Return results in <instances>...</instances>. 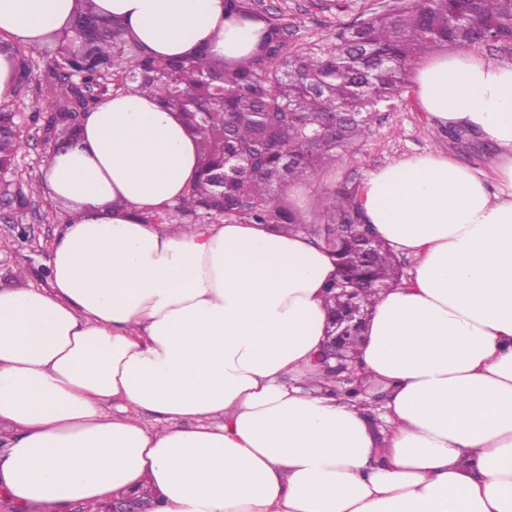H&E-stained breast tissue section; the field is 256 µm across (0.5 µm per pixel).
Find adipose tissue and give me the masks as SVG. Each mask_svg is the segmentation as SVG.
Wrapping results in <instances>:
<instances>
[{"instance_id":"ef3b65f1","label":"adipose tissue","mask_w":512,"mask_h":512,"mask_svg":"<svg viewBox=\"0 0 512 512\" xmlns=\"http://www.w3.org/2000/svg\"><path fill=\"white\" fill-rule=\"evenodd\" d=\"M143 50L247 58L224 0H95ZM74 0H0V35L35 45ZM435 124L496 150L370 170L357 204L403 284L359 344L381 407L312 391L331 256L301 228L143 224L185 195L197 138L135 91L82 120L44 187L68 219L45 288H0V495L68 512L151 487L149 512H512V63L466 50L415 77ZM154 415L148 427L142 413Z\"/></svg>"}]
</instances>
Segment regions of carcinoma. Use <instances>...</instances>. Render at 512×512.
I'll return each instance as SVG.
<instances>
[{"instance_id":"cac0c4a2","label":"carcinoma","mask_w":512,"mask_h":512,"mask_svg":"<svg viewBox=\"0 0 512 512\" xmlns=\"http://www.w3.org/2000/svg\"><path fill=\"white\" fill-rule=\"evenodd\" d=\"M228 21L249 23L258 38L250 56L234 64L203 51L160 59L142 51L128 23L97 21L94 0H76L69 24L50 35L55 48L40 72L43 103L31 119L53 113L51 136L76 143L79 127L69 113L88 102L128 91L156 97L184 117L201 149L200 175L178 202L139 216L143 223H178L186 216L211 224L235 217L256 224L300 226L293 207L275 188L310 178L363 136L373 113L401 96L407 70L420 57L450 45L512 41V0H412L400 13H373L306 50L288 47V26L255 8L254 0H224ZM44 46L24 48L18 83L44 58ZM357 112L353 120L345 113ZM10 109H0V165L9 167L21 137ZM358 185L343 181L320 200L323 221L307 226L329 249L332 226L349 225L336 251L341 267L389 288L403 277L393 251L380 239L362 240L355 205Z\"/></svg>"}]
</instances>
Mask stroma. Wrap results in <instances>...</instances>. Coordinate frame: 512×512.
I'll return each mask as SVG.
<instances>
[{
    "label": "stroma",
    "mask_w": 512,
    "mask_h": 512,
    "mask_svg": "<svg viewBox=\"0 0 512 512\" xmlns=\"http://www.w3.org/2000/svg\"><path fill=\"white\" fill-rule=\"evenodd\" d=\"M409 0H351L352 7L338 14L325 7V0H256L257 8L276 15L288 26L290 48L310 47L320 43L334 29L365 18L375 11H389ZM44 91L36 81L17 87L9 101L19 112L23 129L22 148L4 180L10 190L23 191L27 197L24 226L13 224L9 207L0 208V286L45 288L48 252L63 229L67 209L42 186L48 148L41 132L30 119L33 106ZM442 151L460 163L485 171L494 159L490 145L468 135L456 141L437 131L415 100L413 87H406L394 108L376 112L364 137L341 159L324 166L308 180L291 183L282 198L292 205H305L306 222H320L314 201L337 182L359 184L372 168L420 154Z\"/></svg>",
    "instance_id": "35a3bbf8"
}]
</instances>
